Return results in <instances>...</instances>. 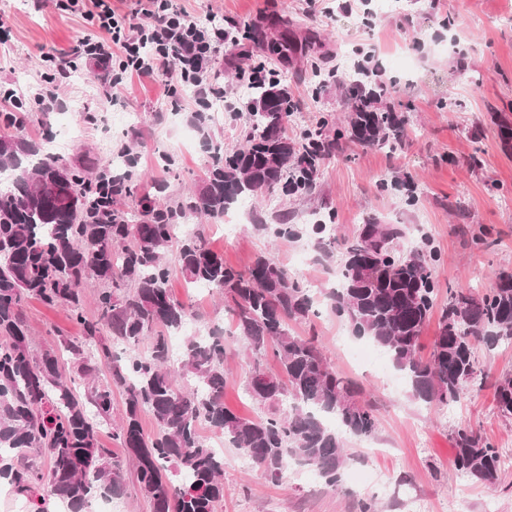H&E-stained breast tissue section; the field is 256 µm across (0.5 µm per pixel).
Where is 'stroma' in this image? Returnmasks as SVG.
I'll return each instance as SVG.
<instances>
[{
	"label": "stroma",
	"mask_w": 512,
	"mask_h": 512,
	"mask_svg": "<svg viewBox=\"0 0 512 512\" xmlns=\"http://www.w3.org/2000/svg\"><path fill=\"white\" fill-rule=\"evenodd\" d=\"M55 3L44 0L37 9L31 0H0V20L11 29L9 44L0 45V86L32 94L44 70L43 53L63 56L79 40L99 37L85 16L58 10ZM172 6L200 23L242 32L262 22L265 42L285 47L265 59L287 74L306 124L343 117L347 110L338 79L312 96L314 66L342 76L371 60L379 66L380 82L395 86L379 108L404 113L411 127L409 138L393 148L344 143L322 168L313 194L267 196L257 205L263 229L246 218L229 228L211 219L186 221V229L202 227L207 247L226 264L245 270L264 255L306 284L327 288L345 241L371 217L399 225L406 239L435 257L438 305L447 303L452 288L483 295L499 271L512 270V149H504L500 135L501 123L512 125V0H354L349 12L336 0H172ZM254 57L249 44L220 46L217 77L225 96H238L235 75ZM168 84L162 75L133 74L114 88L89 60L59 88L68 112H29L22 126L0 124V134L42 145L93 176L128 149L136 159L137 193L116 206L133 218L141 195L173 203L204 187L205 143L231 151L244 142L245 112L230 114L216 105L199 122L192 90L172 92ZM318 210L335 213L333 234H313L308 217ZM283 218L294 224L296 236H275L272 227ZM167 259L172 296L191 307L201 328L226 330L225 368L232 380L225 406L243 417L260 416L243 387L254 361L243 353L223 299L187 286L175 250H168ZM20 313L33 352L82 336L64 309L37 298L23 300ZM289 328L318 337L337 371L362 387L377 409V432L366 440L347 438L350 459L342 488L334 491L297 465L272 481L221 433L202 427V436L224 454L218 512H360V500L368 497L378 512H512V470H501L489 486L453 467V431L463 422L502 454L512 453V420L499 415L491 385L512 374V342L476 345L474 356L489 384L470 400L431 410L413 399L384 353L360 363L343 345L351 336L347 324L331 310ZM99 440L125 462L121 512H152L109 427H101Z\"/></svg>",
	"instance_id": "35a3bbf8"
}]
</instances>
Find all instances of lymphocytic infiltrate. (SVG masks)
I'll return each instance as SVG.
<instances>
[{"instance_id":"f902f5d3","label":"lymphocytic infiltrate","mask_w":512,"mask_h":512,"mask_svg":"<svg viewBox=\"0 0 512 512\" xmlns=\"http://www.w3.org/2000/svg\"><path fill=\"white\" fill-rule=\"evenodd\" d=\"M61 10L84 13L100 30V38L81 39L67 56L47 55L50 67L40 77L41 87L31 100H23L13 89L0 98L12 108L31 104L33 111H57L59 85L71 78L79 63L91 59L112 74L113 86L123 84L128 73L166 75L176 73L181 83L192 86L198 103L209 104L224 96L213 78L215 42H236L224 27L203 25L186 13L174 10L170 0H148L141 20L117 11L110 0H62Z\"/></svg>"}]
</instances>
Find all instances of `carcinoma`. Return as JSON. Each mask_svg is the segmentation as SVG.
<instances>
[{
  "label": "carcinoma",
  "instance_id": "1",
  "mask_svg": "<svg viewBox=\"0 0 512 512\" xmlns=\"http://www.w3.org/2000/svg\"><path fill=\"white\" fill-rule=\"evenodd\" d=\"M239 81L249 114L246 145L231 153L207 145L206 188L173 204L141 198L135 224L114 207L134 195L133 165H125L112 199L93 209L88 189L97 179L39 145L0 136V174L9 175V186L0 187V480L27 496L33 512H45L50 497L68 512H86L96 497L122 495L123 463L98 441L99 428L112 419L114 386L125 393V407L112 438L132 460L152 512H217L224 457L200 434L203 425L224 434L273 480L282 479L293 460L335 489L348 462L346 437L368 439L377 430L371 405L328 361L317 337L290 333L289 322L314 316L313 293L301 279L264 256L245 271L226 265L201 231L176 234L174 228L197 214L220 220L238 200L258 201L280 188L309 195L342 139L365 148L395 144L408 136V120L375 107L391 93L388 86L368 89L355 81L347 96L348 126L332 133L324 118L294 139L286 124L298 104L282 78L251 82L242 71ZM402 238L396 224L362 225L345 244L338 287L324 296L355 337L389 355L415 398L435 407L457 404L484 387L475 346L512 341V272L497 273L495 287L478 298L448 291L439 334L424 359L419 339L436 306L437 282L432 256L422 246L402 248ZM173 243L187 283L222 295L251 352L278 363V373L257 365L245 380L247 395L265 415L246 418L224 405L227 345L218 327L204 340L187 339L179 368L189 384L179 385L171 372L168 334L193 316L169 292L163 254ZM90 283L100 285L92 319L83 308ZM27 297L65 309L82 326V340L67 342L73 354L95 346L80 376L105 367L110 381L87 399L62 380L54 350L32 354L18 313ZM114 341H149L151 350L123 360L112 353ZM495 400L499 414L512 419V375L497 380ZM145 409L157 423L152 434L141 426ZM455 442L458 472L497 481L498 448L467 424L457 426ZM31 454L46 457L47 468Z\"/></svg>",
  "mask_w": 512,
  "mask_h": 512
}]
</instances>
